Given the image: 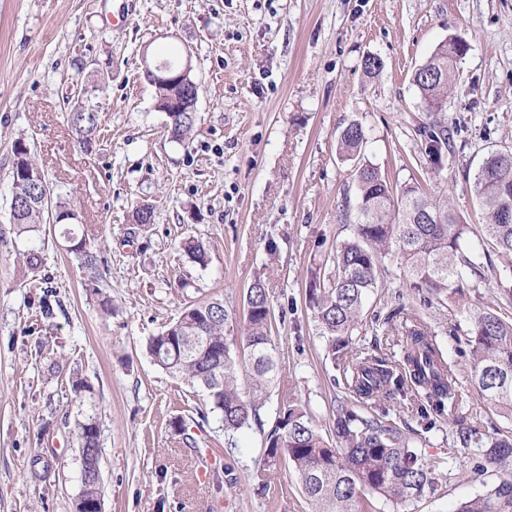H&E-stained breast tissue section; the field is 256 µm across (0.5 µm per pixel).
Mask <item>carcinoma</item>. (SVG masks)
Returning a JSON list of instances; mask_svg holds the SVG:
<instances>
[{
    "instance_id": "1",
    "label": "carcinoma",
    "mask_w": 512,
    "mask_h": 512,
    "mask_svg": "<svg viewBox=\"0 0 512 512\" xmlns=\"http://www.w3.org/2000/svg\"><path fill=\"white\" fill-rule=\"evenodd\" d=\"M461 58L450 44L441 43L411 76L426 112L418 131L431 139L425 154L432 166L439 164L440 154L450 144L439 103ZM175 92L185 95L175 84L157 87V108H168ZM196 120L194 112L178 113L168 123L169 138L187 142ZM67 123L85 151L96 149V109L88 105L70 111ZM365 140L358 123L340 133L341 148L352 155L360 153ZM13 151L12 201L20 204L12 214L13 224L21 233L33 232L51 213L50 189L24 140L15 141ZM354 179L359 189L357 222L351 225V236L310 269V281L318 287L309 289L307 296L317 335L325 338L327 356L339 370L337 384L345 393L333 408L335 443L324 437L305 405L291 395L276 409L272 427L264 429L261 410L268 401V389L278 379L280 349L272 336L274 311L261 281L246 291L237 335L228 337L231 316L223 301L211 298L191 302L148 343L158 366L203 389L205 405L221 414L225 432L255 426L262 433L263 464L253 475L257 486L269 490L286 461L312 512H366L368 493L402 507L438 495L439 463L417 449L410 429L402 428L400 418L386 407L397 395L410 397L416 411L430 410L458 426L457 453H465L478 433L474 426H462L460 380L445 360L437 334L411 313L395 324L401 306L384 317L377 313L366 317L384 259H397L409 288L423 305L442 306L450 298L466 297L474 287L464 272L478 281L484 279V268L469 247L471 234H478L500 256H512L511 150L489 152L473 174V192L486 217L477 226L461 222L447 200L431 196L417 182L394 185L376 165L357 164ZM63 237L84 267L95 271L105 263L87 228L73 224L64 229ZM183 249L194 262L207 265L202 242L188 238ZM466 314L470 385L495 412L512 421V319L490 306L468 308ZM366 323L374 334L400 336V358L353 349V336ZM244 376L250 381L246 390L241 386ZM72 389L82 407L74 419L78 447L98 454L100 427L93 385L75 375ZM482 446V461L464 474L481 484V492L461 502L456 512H512V435L487 434ZM92 469L89 461L81 473V495L88 498L101 494V482Z\"/></svg>"
}]
</instances>
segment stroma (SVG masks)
<instances>
[{
	"instance_id": "obj_1",
	"label": "stroma",
	"mask_w": 512,
	"mask_h": 512,
	"mask_svg": "<svg viewBox=\"0 0 512 512\" xmlns=\"http://www.w3.org/2000/svg\"><path fill=\"white\" fill-rule=\"evenodd\" d=\"M455 35L468 51L448 91L452 148L431 171L415 133L424 114L411 75ZM173 51L190 59L200 85L186 145L170 140L143 75L144 62ZM370 56L381 64L373 75L363 68ZM78 85L94 86L101 118L91 152L65 122L66 96ZM353 122L366 136L361 161L397 185L439 184L465 222L482 223L467 178L489 151H512V0H0V512H74L76 373L95 388L104 512H309L290 465L269 492L257 490L260 432L231 436L218 413L199 417L201 393L159 367L147 345L193 298L223 300L242 322L247 288L263 280L280 346L264 420L274 422L291 392L328 430L341 390L306 290L311 264L351 234L341 215L356 211L360 160L341 153L339 134ZM19 139L53 201L98 229L99 275L68 252L60 227L17 234L10 204ZM140 202L152 206V223L134 222ZM188 237L203 242L207 266L181 249ZM32 251L43 258L35 274L25 265ZM472 252L485 278L469 304L493 299L512 316V260L477 242ZM384 265L368 312L401 303L420 315L464 383L465 425L511 432L512 421L466 384L458 307H424L397 261ZM177 419L196 447L175 433ZM401 419L418 449L440 460L442 478L438 496L406 512H454L480 492L460 478L480 462L477 444L456 457L447 421L427 428L408 409ZM228 461L233 488L224 482Z\"/></svg>"
}]
</instances>
